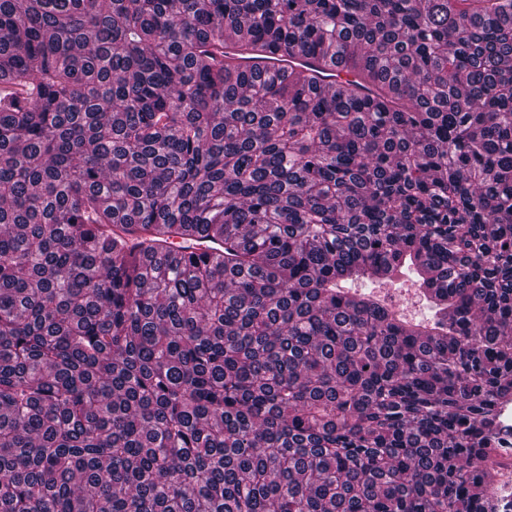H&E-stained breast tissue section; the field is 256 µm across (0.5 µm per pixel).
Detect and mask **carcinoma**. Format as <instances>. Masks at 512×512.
I'll list each match as a JSON object with an SVG mask.
<instances>
[{"mask_svg": "<svg viewBox=\"0 0 512 512\" xmlns=\"http://www.w3.org/2000/svg\"><path fill=\"white\" fill-rule=\"evenodd\" d=\"M509 404L512 0H0V512H503ZM282 57H279V54H269L265 59H260V61H251L247 60L244 62V65L249 68L255 69H266V68H281L287 74L292 71L305 66L308 60L302 56H293L288 57V60H281ZM407 289H413L415 288H388V290L385 291L386 299L388 302L395 307L400 306L401 308H410L413 309L410 315L414 316L416 319H422V318H430L432 316V313L428 310L426 307V303L424 301H419L416 305L417 298L413 297V292H407ZM409 293L410 295L408 296ZM499 422L501 427V448L505 455L503 458L508 460V466L503 474L505 481H511L512 491V405L502 408Z\"/></svg>", "mask_w": 512, "mask_h": 512, "instance_id": "cac0c4a2", "label": "carcinoma"}]
</instances>
